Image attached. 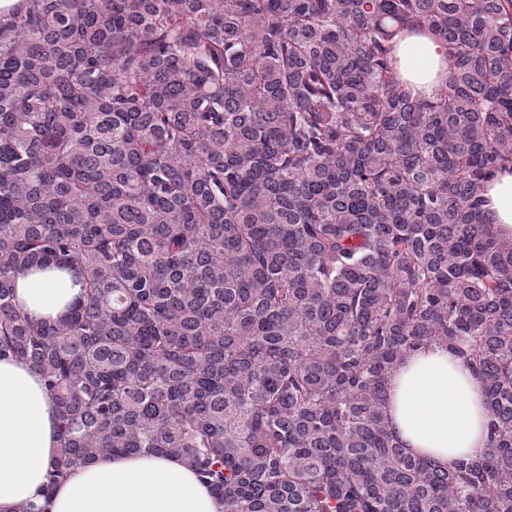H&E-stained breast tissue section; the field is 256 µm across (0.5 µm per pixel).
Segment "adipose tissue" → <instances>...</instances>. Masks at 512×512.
<instances>
[{"label": "adipose tissue", "instance_id": "obj_1", "mask_svg": "<svg viewBox=\"0 0 512 512\" xmlns=\"http://www.w3.org/2000/svg\"><path fill=\"white\" fill-rule=\"evenodd\" d=\"M396 52L404 77L433 99L436 75L448 69L443 45L428 34H401ZM482 198L495 232L512 238V169L490 172ZM79 293L70 275L57 271L18 279L17 298L37 319L57 318ZM389 384V428L408 452L448 470L485 455L484 382L461 357L441 344L421 346ZM56 452V419L40 373L0 359V512H19L49 484ZM46 512H224V505L179 458L108 454L54 485Z\"/></svg>", "mask_w": 512, "mask_h": 512}]
</instances>
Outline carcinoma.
Returning a JSON list of instances; mask_svg holds the SVG:
<instances>
[{"mask_svg":"<svg viewBox=\"0 0 512 512\" xmlns=\"http://www.w3.org/2000/svg\"><path fill=\"white\" fill-rule=\"evenodd\" d=\"M446 48L413 94L393 39ZM512 0H22L0 14V356L43 377L52 481L180 458L224 512H512ZM57 270L55 320L16 302ZM442 344L490 446L452 471L388 429ZM512 163L490 172L482 192V209L492 219L494 231L512 238ZM71 276L57 271L25 275L18 278L17 298L36 319H55L80 294Z\"/></svg>","mask_w":512,"mask_h":512,"instance_id":"1","label":"carcinoma"}]
</instances>
